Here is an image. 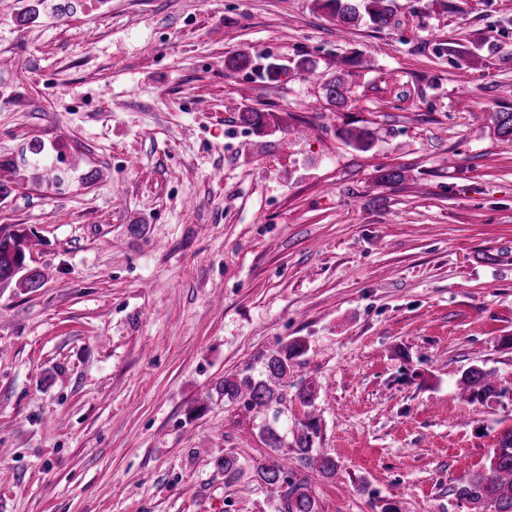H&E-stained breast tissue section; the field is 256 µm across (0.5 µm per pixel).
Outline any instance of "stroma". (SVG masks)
<instances>
[{
  "label": "stroma",
  "instance_id": "35a3bbf8",
  "mask_svg": "<svg viewBox=\"0 0 512 512\" xmlns=\"http://www.w3.org/2000/svg\"><path fill=\"white\" fill-rule=\"evenodd\" d=\"M59 2L0 0V235L34 232L44 275L0 288V512H274L215 461L310 411L338 464L296 472L320 512H467L454 486L512 428V0H396L381 29L314 0ZM363 126L368 150L342 140ZM295 338L276 409L225 399ZM474 365L505 396L468 403Z\"/></svg>",
  "mask_w": 512,
  "mask_h": 512
}]
</instances>
